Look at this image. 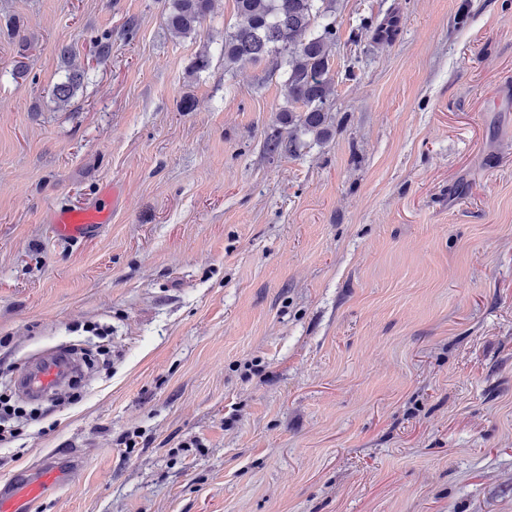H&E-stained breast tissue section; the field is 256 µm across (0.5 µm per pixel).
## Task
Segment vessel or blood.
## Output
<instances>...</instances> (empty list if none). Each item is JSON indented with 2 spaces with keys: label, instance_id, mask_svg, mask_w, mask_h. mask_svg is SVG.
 <instances>
[{
  "label": "vessel or blood",
  "instance_id": "vessel-or-blood-1",
  "mask_svg": "<svg viewBox=\"0 0 512 512\" xmlns=\"http://www.w3.org/2000/svg\"><path fill=\"white\" fill-rule=\"evenodd\" d=\"M111 221L112 208L103 202L57 210L51 224L58 239L78 242L92 238ZM77 371L78 364L69 353L51 348L33 356L16 375L15 382L23 397L40 400L68 384ZM65 479V464L54 461L19 475L0 486V512H30L47 488Z\"/></svg>",
  "mask_w": 512,
  "mask_h": 512
}]
</instances>
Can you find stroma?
<instances>
[{"label": "stroma", "instance_id": "stroma-1", "mask_svg": "<svg viewBox=\"0 0 512 512\" xmlns=\"http://www.w3.org/2000/svg\"><path fill=\"white\" fill-rule=\"evenodd\" d=\"M171 4L0 0V360L112 332L0 485L77 455L32 512H512V0H333L329 134L274 157L286 63ZM211 0H173L172 9L166 17L167 27L180 37L196 35L202 27ZM112 197V207L102 200L99 205L89 204L57 210L51 220L54 235L61 240L78 242L92 238L102 227L112 221L117 192L112 188L105 193L107 200Z\"/></svg>", "mask_w": 512, "mask_h": 512}]
</instances>
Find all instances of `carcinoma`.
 <instances>
[{
	"label": "carcinoma",
	"mask_w": 512,
	"mask_h": 512,
	"mask_svg": "<svg viewBox=\"0 0 512 512\" xmlns=\"http://www.w3.org/2000/svg\"><path fill=\"white\" fill-rule=\"evenodd\" d=\"M235 5L243 22L224 36L225 67L285 58L288 101L301 107L299 114L288 112L285 123L293 132L327 134L334 93L330 60L336 46V20L329 14L328 0H235ZM209 11L210 0H173L167 27L180 37L195 35ZM80 79L79 73L69 74L54 87L61 104L71 102ZM293 142L274 129L266 135V151L279 154Z\"/></svg>",
	"instance_id": "obj_1"
}]
</instances>
